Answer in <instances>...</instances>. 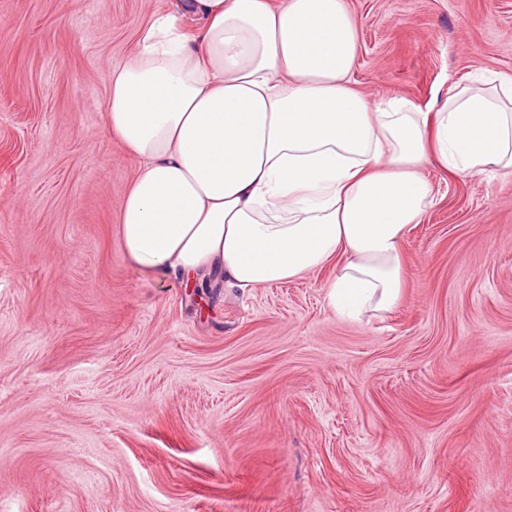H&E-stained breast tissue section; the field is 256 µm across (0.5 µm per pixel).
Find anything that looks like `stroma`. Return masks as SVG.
Instances as JSON below:
<instances>
[{
	"label": "stroma",
	"mask_w": 512,
	"mask_h": 512,
	"mask_svg": "<svg viewBox=\"0 0 512 512\" xmlns=\"http://www.w3.org/2000/svg\"><path fill=\"white\" fill-rule=\"evenodd\" d=\"M370 99L512 78V0H347ZM176 0H0V512H512V175L422 170L393 310L126 258L112 71Z\"/></svg>",
	"instance_id": "1"
}]
</instances>
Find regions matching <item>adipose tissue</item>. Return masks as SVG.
<instances>
[{
    "mask_svg": "<svg viewBox=\"0 0 512 512\" xmlns=\"http://www.w3.org/2000/svg\"><path fill=\"white\" fill-rule=\"evenodd\" d=\"M178 7L154 16L112 72L105 111L139 162L118 228L145 271L243 290L337 259L332 308L388 311L405 236L433 199L424 164L512 170L511 78L459 86L429 114L352 87L360 46L347 0Z\"/></svg>",
    "mask_w": 512,
    "mask_h": 512,
    "instance_id": "ef3b65f1",
    "label": "adipose tissue"
}]
</instances>
